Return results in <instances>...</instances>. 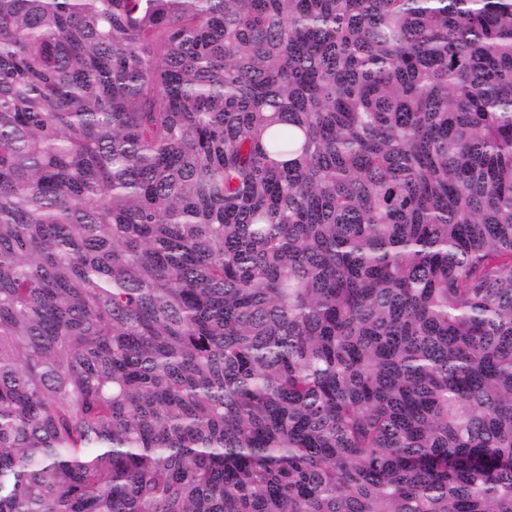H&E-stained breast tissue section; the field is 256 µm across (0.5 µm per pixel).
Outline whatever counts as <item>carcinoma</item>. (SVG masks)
<instances>
[{"mask_svg":"<svg viewBox=\"0 0 512 512\" xmlns=\"http://www.w3.org/2000/svg\"><path fill=\"white\" fill-rule=\"evenodd\" d=\"M0 512H512V0H0Z\"/></svg>","mask_w":512,"mask_h":512,"instance_id":"1","label":"carcinoma"}]
</instances>
